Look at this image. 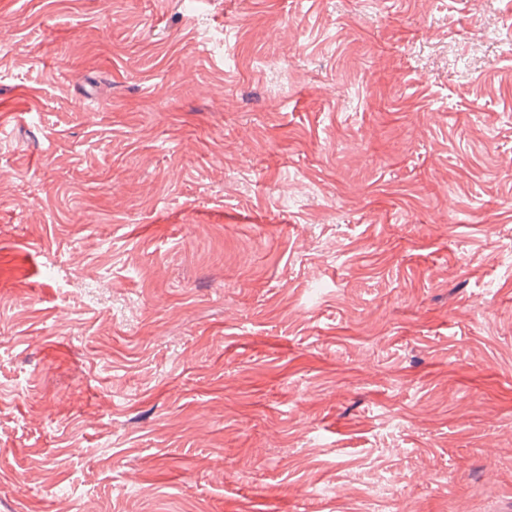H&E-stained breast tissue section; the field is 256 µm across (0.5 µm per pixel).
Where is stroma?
Here are the masks:
<instances>
[{"label":"stroma","instance_id":"1","mask_svg":"<svg viewBox=\"0 0 512 512\" xmlns=\"http://www.w3.org/2000/svg\"><path fill=\"white\" fill-rule=\"evenodd\" d=\"M512 497V0H0V512Z\"/></svg>","mask_w":512,"mask_h":512}]
</instances>
